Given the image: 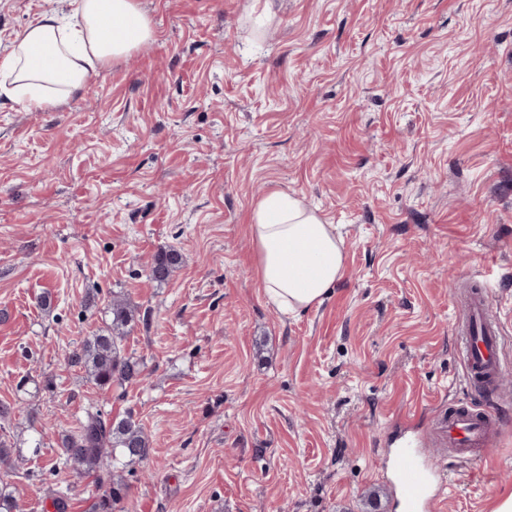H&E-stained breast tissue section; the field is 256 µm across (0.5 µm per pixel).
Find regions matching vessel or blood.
<instances>
[{
	"label": "vessel or blood",
	"mask_w": 512,
	"mask_h": 512,
	"mask_svg": "<svg viewBox=\"0 0 512 512\" xmlns=\"http://www.w3.org/2000/svg\"><path fill=\"white\" fill-rule=\"evenodd\" d=\"M467 320L474 332L467 335L463 353L469 368V380L484 390H494L502 369L499 355L500 323L490 308L485 292H471L465 300ZM449 447L464 460L474 458L488 447L499 433L498 423L481 408L452 410L444 424ZM440 478L422 461L417 450L406 444L395 462V487L401 512H428L431 490Z\"/></svg>",
	"instance_id": "b4317fda"
}]
</instances>
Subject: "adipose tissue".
I'll return each mask as SVG.
<instances>
[{
    "instance_id": "adipose-tissue-1",
    "label": "adipose tissue",
    "mask_w": 512,
    "mask_h": 512,
    "mask_svg": "<svg viewBox=\"0 0 512 512\" xmlns=\"http://www.w3.org/2000/svg\"><path fill=\"white\" fill-rule=\"evenodd\" d=\"M24 28L0 58V93L37 112L83 89L98 70L150 42L154 31L140 0H70ZM255 278L267 303L299 313L321 306L344 275L334 225L298 195L274 190L249 215Z\"/></svg>"
}]
</instances>
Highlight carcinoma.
<instances>
[{
  "instance_id": "1",
  "label": "carcinoma",
  "mask_w": 512,
  "mask_h": 512,
  "mask_svg": "<svg viewBox=\"0 0 512 512\" xmlns=\"http://www.w3.org/2000/svg\"><path fill=\"white\" fill-rule=\"evenodd\" d=\"M182 263V254L171 248L157 251L149 267L150 278L166 282ZM110 324L97 330L74 349L69 362L82 368L88 380L99 388L114 383L137 382L144 378L143 363L124 353L122 342L137 321V312L130 303L112 296L109 305ZM63 464L72 473L94 478L107 489L95 503V512H115L128 487L111 479L114 465L128 471L146 461L152 444L142 424L129 414L121 419H110L100 411H87L86 420L76 431L64 435L61 441Z\"/></svg>"
}]
</instances>
